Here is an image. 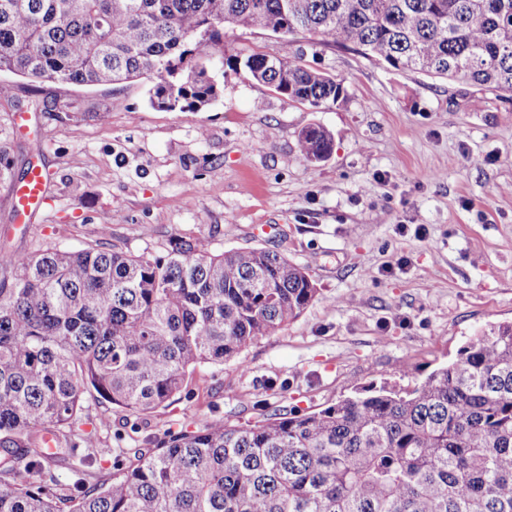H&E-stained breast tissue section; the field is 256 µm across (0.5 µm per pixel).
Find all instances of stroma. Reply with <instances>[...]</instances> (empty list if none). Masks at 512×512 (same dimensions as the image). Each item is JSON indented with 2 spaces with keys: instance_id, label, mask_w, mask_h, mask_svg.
<instances>
[{
  "instance_id": "1",
  "label": "stroma",
  "mask_w": 512,
  "mask_h": 512,
  "mask_svg": "<svg viewBox=\"0 0 512 512\" xmlns=\"http://www.w3.org/2000/svg\"><path fill=\"white\" fill-rule=\"evenodd\" d=\"M228 51L289 54L341 81L314 109L245 72L218 76L200 111L148 103V80L114 86L1 79L0 253L105 242L161 254L174 236L278 250L320 295L281 333L195 372L170 405L137 417L90 411L80 425L92 482L120 448H152L211 420L312 411L356 389L412 388L473 335L512 321V100L401 73L350 46L229 29ZM333 135L330 158L297 154L301 128ZM46 204L15 221L32 164Z\"/></svg>"
}]
</instances>
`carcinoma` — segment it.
<instances>
[{
    "label": "carcinoma",
    "mask_w": 512,
    "mask_h": 512,
    "mask_svg": "<svg viewBox=\"0 0 512 512\" xmlns=\"http://www.w3.org/2000/svg\"><path fill=\"white\" fill-rule=\"evenodd\" d=\"M227 27L351 44L512 99V0H0V73L85 87L145 76L152 105L182 111L218 97L212 68L315 109L345 97L286 55L226 54ZM332 151L326 128L299 131L304 160ZM0 267V512H512L511 322L410 390L168 432L119 449L112 478L90 485L75 440L90 404L164 406L199 367L282 331L319 289L282 253L205 236L173 237L161 255L102 242L4 252ZM46 434L68 445L66 495L38 451Z\"/></svg>",
    "instance_id": "carcinoma-1"
}]
</instances>
